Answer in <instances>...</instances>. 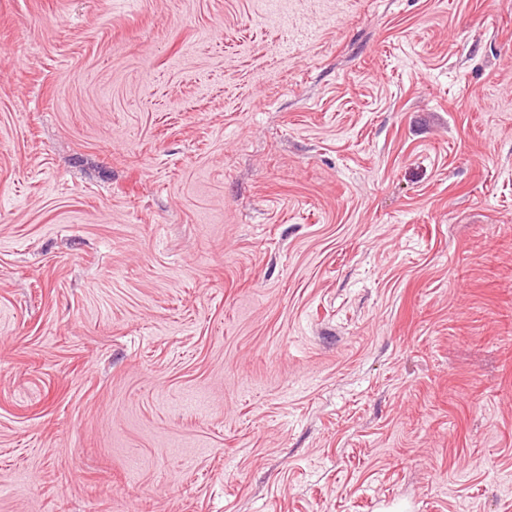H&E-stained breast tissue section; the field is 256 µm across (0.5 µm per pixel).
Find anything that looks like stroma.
<instances>
[{"instance_id":"stroma-1","label":"stroma","mask_w":512,"mask_h":512,"mask_svg":"<svg viewBox=\"0 0 512 512\" xmlns=\"http://www.w3.org/2000/svg\"><path fill=\"white\" fill-rule=\"evenodd\" d=\"M0 512H512V0H0Z\"/></svg>"}]
</instances>
